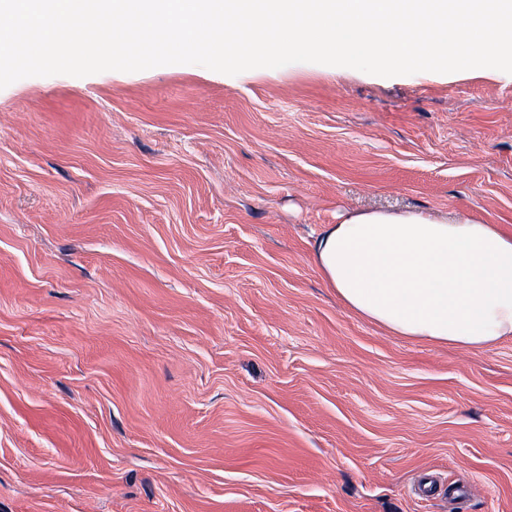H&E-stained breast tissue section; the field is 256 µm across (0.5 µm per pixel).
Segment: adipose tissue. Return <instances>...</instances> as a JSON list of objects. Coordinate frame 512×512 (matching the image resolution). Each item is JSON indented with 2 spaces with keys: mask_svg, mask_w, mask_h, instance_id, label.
<instances>
[{
  "mask_svg": "<svg viewBox=\"0 0 512 512\" xmlns=\"http://www.w3.org/2000/svg\"><path fill=\"white\" fill-rule=\"evenodd\" d=\"M313 262L359 316L396 336L490 349L512 336V231L457 214L350 211Z\"/></svg>",
  "mask_w": 512,
  "mask_h": 512,
  "instance_id": "obj_1",
  "label": "adipose tissue"
}]
</instances>
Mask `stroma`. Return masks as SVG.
Masks as SVG:
<instances>
[{"label":"stroma","instance_id":"obj_1","mask_svg":"<svg viewBox=\"0 0 512 512\" xmlns=\"http://www.w3.org/2000/svg\"><path fill=\"white\" fill-rule=\"evenodd\" d=\"M406 209L512 229V74L1 89L0 512H512V337L392 335L313 264Z\"/></svg>","mask_w":512,"mask_h":512}]
</instances>
